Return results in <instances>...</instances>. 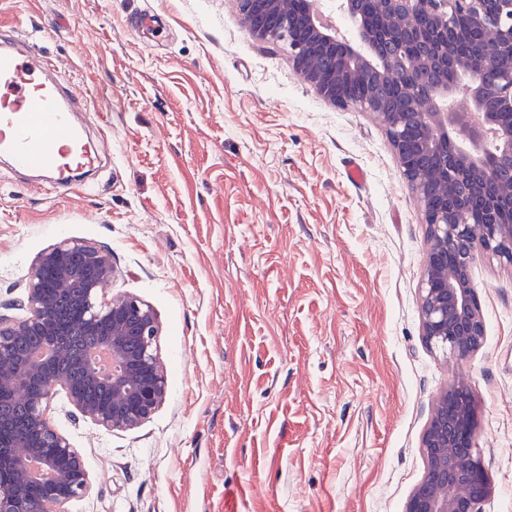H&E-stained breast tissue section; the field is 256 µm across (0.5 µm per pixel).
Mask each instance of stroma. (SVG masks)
Masks as SVG:
<instances>
[{
    "label": "stroma",
    "instance_id": "1",
    "mask_svg": "<svg viewBox=\"0 0 512 512\" xmlns=\"http://www.w3.org/2000/svg\"><path fill=\"white\" fill-rule=\"evenodd\" d=\"M145 11L158 24L142 32ZM0 23L43 31L88 93L102 159L75 189L0 165V304L43 251L95 242L117 270L108 294L155 309L168 377L126 432L55 395L91 479L65 512H404L435 400L461 376L483 512H512V267L472 270L485 336L470 361L425 344L426 227L379 121L325 102L233 0H0Z\"/></svg>",
    "mask_w": 512,
    "mask_h": 512
}]
</instances>
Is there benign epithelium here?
Segmentation results:
<instances>
[{"label": "benign epithelium", "instance_id": "benign-epithelium-1", "mask_svg": "<svg viewBox=\"0 0 512 512\" xmlns=\"http://www.w3.org/2000/svg\"><path fill=\"white\" fill-rule=\"evenodd\" d=\"M355 24L356 43L342 38L326 17L323 0H301L302 18L288 34V56L299 78L329 104L360 108L383 122L404 180L419 203L426 225L427 253L420 290L422 336L430 348L460 363L483 346L480 301L471 285V268L482 255L512 265V224L500 223L504 202L512 204L511 180L500 177L512 165V0H374L380 23L364 11V0H337ZM288 0H236L242 23L262 44L279 41L262 24ZM470 16L488 33L485 61L494 77L470 74L455 57L458 34L453 17ZM331 57L335 67L321 70L315 60ZM406 75L413 79L393 104L373 91L361 99L350 87H377ZM452 147L451 161L438 168L431 159ZM54 273L56 295L46 292L43 271ZM109 251L88 241L65 239L42 252L22 303L27 316L0 313V390L21 397L32 434L19 440L0 480V512H63L89 487V473L66 437L53 427L48 408L57 391L66 393L84 419L106 430L141 426L167 398L166 370L157 352L159 321L151 305L131 294L100 301L112 280ZM86 301L78 321L85 336L84 363L69 367L73 345L59 329L58 299ZM107 332H100L103 323ZM28 336L40 344L15 359V347ZM112 354V371H101L91 356ZM107 393L101 399L90 388ZM476 402L459 380L438 396L420 441L422 476L405 512H483L491 484L475 443ZM55 448L53 457L41 449ZM36 459L48 472L49 493L24 504L32 479L26 462Z\"/></svg>", "mask_w": 512, "mask_h": 512}]
</instances>
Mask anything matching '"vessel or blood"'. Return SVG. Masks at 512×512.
I'll list each match as a JSON object with an SVG mask.
<instances>
[{"instance_id":"vessel-or-blood-1","label":"vessel or blood","mask_w":512,"mask_h":512,"mask_svg":"<svg viewBox=\"0 0 512 512\" xmlns=\"http://www.w3.org/2000/svg\"><path fill=\"white\" fill-rule=\"evenodd\" d=\"M90 109L31 35L0 24L1 155L56 187L75 188L77 173L98 162L75 123L76 113Z\"/></svg>"}]
</instances>
